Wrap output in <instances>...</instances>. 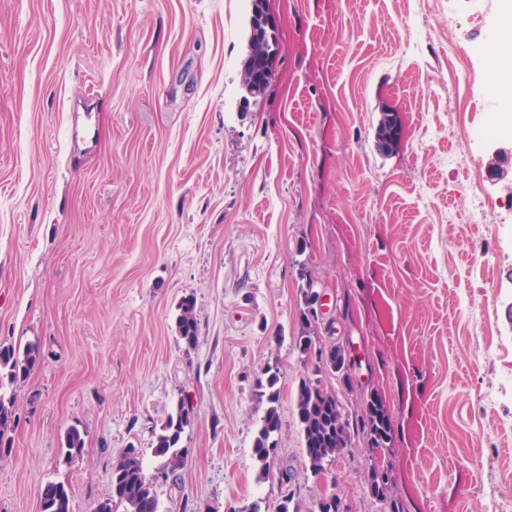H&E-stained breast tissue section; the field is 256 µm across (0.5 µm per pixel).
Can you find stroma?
Here are the masks:
<instances>
[{
	"instance_id": "obj_1",
	"label": "stroma",
	"mask_w": 512,
	"mask_h": 512,
	"mask_svg": "<svg viewBox=\"0 0 512 512\" xmlns=\"http://www.w3.org/2000/svg\"><path fill=\"white\" fill-rule=\"evenodd\" d=\"M281 49L264 98L242 105L250 0H0V342L39 344L16 386L0 512H39L49 482L94 512L112 464L147 471L179 400L191 422L162 512H300L320 499L379 512L361 439L315 476L295 393L301 290L323 296L319 336L352 352L328 387L350 414L386 404L382 463L400 512H492L512 499V161L467 142L486 81L467 37L502 22L469 0L459 26L408 48L403 0H269ZM467 67L476 82L456 85ZM402 135L380 153L384 111ZM464 164H442L446 155ZM479 184L487 221L461 196ZM199 321L178 338L183 298ZM280 370L270 475L252 454ZM501 397L480 401L488 385ZM83 448L67 458L65 437ZM177 329L180 339L188 346H194L199 338V323L192 297H185L179 305Z\"/></svg>"
}]
</instances>
